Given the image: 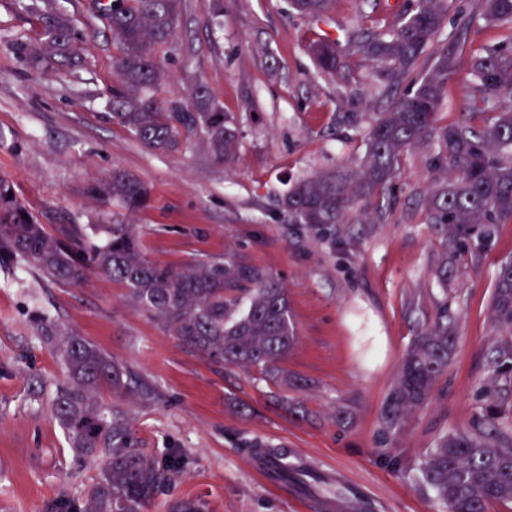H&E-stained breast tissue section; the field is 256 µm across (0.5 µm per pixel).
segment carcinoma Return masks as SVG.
Listing matches in <instances>:
<instances>
[{
  "mask_svg": "<svg viewBox=\"0 0 512 512\" xmlns=\"http://www.w3.org/2000/svg\"><path fill=\"white\" fill-rule=\"evenodd\" d=\"M288 7L312 21L327 13L331 0H287ZM482 18L512 25V0H482ZM454 0H416L414 7L385 32L359 29L356 52L376 62L386 81L400 84L433 43ZM29 11L41 25L33 43L18 42L19 59L33 70L56 62L72 63L86 50L75 16L57 0H31ZM183 0H94L90 21L112 35L114 77L108 102L112 120L145 147L178 150L191 139L203 141L217 164L237 156L238 130L233 115L201 85L186 98L161 99L156 89L167 76L168 48L174 42ZM319 70L344 85L354 77L349 61L326 36L310 45ZM453 59L442 52L407 94L370 117L367 150L359 170H329L293 184L279 200L292 224H303L330 239L336 225L356 206L382 197L401 172L404 157L430 145L431 171L437 173L428 200L430 223L449 234L455 249L475 236L493 237L495 225L512 220V46L487 44L469 59L471 82L463 117L442 124ZM88 191L116 202L129 213L146 207L149 192L134 174L115 169ZM27 218H22V214ZM107 241L96 243L99 233ZM33 266L47 281L82 285L91 272L121 282L130 301L158 321L188 349L228 366H246L263 376L278 372L297 336L288 289L266 269L241 257L193 261L172 268L147 260L136 225L60 224L50 233L28 213L13 182L0 175V263ZM492 321L510 339L501 341L491 360V384L512 383V261L501 266L493 291ZM36 336L57 354L64 378L57 384L51 412L82 456H104L102 479L91 488L81 512H147L162 485L181 471L182 457L159 459L135 446L123 415L107 416L102 390L145 402L155 393L139 377L95 344L45 313L32 317ZM456 336L448 327V309L416 336L403 356L389 392L383 419L397 431L405 417L431 399L448 369ZM246 446L266 460L281 480L292 471L279 464L283 453L258 438ZM417 477L435 492L439 512H487L492 501H512V417L493 413L470 430L445 432L416 465ZM198 499L173 501L167 512H203Z\"/></svg>",
  "mask_w": 512,
  "mask_h": 512,
  "instance_id": "cac0c4a2",
  "label": "carcinoma"
}]
</instances>
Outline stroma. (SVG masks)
<instances>
[{
  "mask_svg": "<svg viewBox=\"0 0 512 512\" xmlns=\"http://www.w3.org/2000/svg\"><path fill=\"white\" fill-rule=\"evenodd\" d=\"M28 2L0 0V174L50 231L112 223L119 208L91 196L89 185L116 168L139 177L150 203L130 221L148 260L178 268L236 253L282 280L298 329L282 368L306 387L263 381L257 371L221 367L186 349L109 277L61 287L29 265L2 268L0 512H50L63 497L83 505L104 469L102 458L76 456L51 413L63 369L33 332L36 312L54 316L157 392L150 404L108 393L100 399L104 411L127 414L137 447L185 457L149 512H166V503L180 498L201 500L206 512H322L330 485L347 512H437L414 465L444 432L471 428L495 408L512 412V391L493 400L487 393L500 339L490 302L501 266L512 260V221L497 225L491 246L479 253L448 254L427 221L434 175L425 146L404 159L381 221L351 217L335 243L289 223L278 205L295 181L358 167L366 116L385 111L427 72L419 62L388 88L348 43L360 28H391L414 0H333L318 23L289 11L286 0H185L160 94L180 98L200 82L235 115L239 152L224 165L203 142L160 153L113 123L107 90L115 48L102 26L86 27L90 0L69 6L91 43L83 62L58 76L25 68L14 44L42 34ZM458 2L472 23L448 16L429 47L457 60L444 124L464 110L472 50L512 43V25H485L481 0ZM325 35L348 55L357 86L345 87L313 64L308 46ZM443 260L444 287L436 278ZM442 302L458 334L448 369L430 402L386 435L382 411L400 361ZM253 437L287 449L292 468L304 472L300 486L259 470L241 446Z\"/></svg>",
  "mask_w": 512,
  "mask_h": 512,
  "instance_id": "1",
  "label": "stroma"
}]
</instances>
